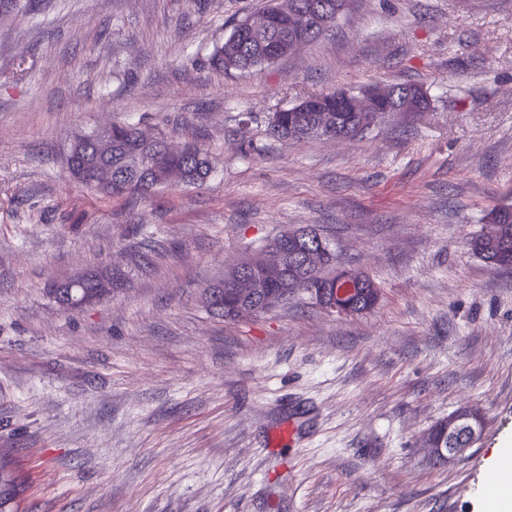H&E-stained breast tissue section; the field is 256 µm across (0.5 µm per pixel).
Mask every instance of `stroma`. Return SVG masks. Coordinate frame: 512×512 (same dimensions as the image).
Masks as SVG:
<instances>
[{"label":"stroma","mask_w":512,"mask_h":512,"mask_svg":"<svg viewBox=\"0 0 512 512\" xmlns=\"http://www.w3.org/2000/svg\"><path fill=\"white\" fill-rule=\"evenodd\" d=\"M265 0H33L0 16V454L21 512H475L512 438V269L469 240L512 203V0H352L273 65L207 59ZM416 84L430 112L363 138L284 141L311 94ZM113 122L215 160L206 183L108 198L73 137ZM310 226L381 289L370 312L299 295L242 322L201 294ZM108 269L67 313L52 283ZM470 409L461 457L423 434ZM476 435V431L473 429V438ZM473 438L466 443H462L463 438L459 439L460 445L455 448H443V441H440L439 444H436L432 441L429 434L427 433L425 437V448L427 450L428 455L436 464H444L448 462L450 459L458 457L462 455L466 448L470 446L473 441Z\"/></svg>","instance_id":"obj_1"}]
</instances>
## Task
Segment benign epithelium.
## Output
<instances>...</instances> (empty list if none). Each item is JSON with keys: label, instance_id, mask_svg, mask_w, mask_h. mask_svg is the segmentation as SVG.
I'll return each instance as SVG.
<instances>
[{"label": "benign epithelium", "instance_id": "7a95c632", "mask_svg": "<svg viewBox=\"0 0 512 512\" xmlns=\"http://www.w3.org/2000/svg\"><path fill=\"white\" fill-rule=\"evenodd\" d=\"M349 0H338L336 12L347 9ZM334 12V13H336ZM312 8L307 14L299 10L295 0H271L268 10L251 16L245 27L249 37L260 42L267 49L265 61L273 63L280 54H292L310 43L309 33L317 28H325L334 16ZM423 89L414 87L393 88L386 85H371L357 94H336L343 100L345 111L356 112L359 122L354 127H345L337 116L339 109L324 103L301 100L288 107L290 112H315V138L349 140L363 135L377 121V113L415 116L426 111L422 95ZM87 150L93 158L71 160L70 170L75 179L98 189H112V128L107 127L87 139ZM187 147L173 148L165 143L160 147L161 155L167 158L162 164L164 184L169 188L183 184L182 171L174 159L182 155ZM293 245L308 248L306 260L302 264L294 261V253L284 249L277 242L258 256L244 258L232 268L224 271V296L226 306L234 314L252 315L267 312L288 303L297 291H303L318 307L340 316H353L361 307L359 299L368 294L364 279L356 271L332 261L325 263L326 249L321 239L314 237L309 229L293 232ZM271 284L279 285L276 291L267 290ZM95 295L71 293L59 299L58 305L67 310H75L98 300L97 294L112 287L107 280L93 281ZM470 443H462L455 448H445L425 437V448L430 458L437 464H444L462 455Z\"/></svg>", "mask_w": 512, "mask_h": 512}]
</instances>
